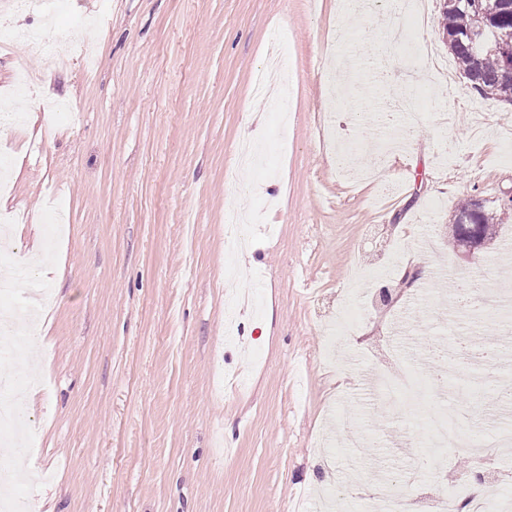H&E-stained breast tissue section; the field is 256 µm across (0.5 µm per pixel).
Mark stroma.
<instances>
[{
  "instance_id": "obj_1",
  "label": "stroma",
  "mask_w": 512,
  "mask_h": 512,
  "mask_svg": "<svg viewBox=\"0 0 512 512\" xmlns=\"http://www.w3.org/2000/svg\"><path fill=\"white\" fill-rule=\"evenodd\" d=\"M427 27L401 43L376 33L400 22L386 5L359 17L336 0H70L47 17L0 10L19 31L42 29L70 49L64 69L25 42L0 50V104L31 118L0 129L7 250L20 268L13 301L49 290L39 332L0 376L21 379L33 453L16 461L29 512H363L350 472H384L406 492L430 491L428 423L447 410L488 438L512 417L489 383L441 385L430 362L408 363L421 389L396 413L370 386L385 364L393 309L408 301L415 349L448 342L438 301L460 278L479 284L458 322L475 347L504 342L487 293L512 263V105L480 99L459 70L445 82L409 74L423 46L450 53L429 0ZM296 65L288 121L263 106L256 82L273 31ZM355 74L326 98L331 55ZM66 111L50 112L49 101ZM360 171L340 175L336 150ZM380 163H373V155ZM480 199L498 239L468 253L449 225ZM264 221L227 233L225 216ZM440 266L438 282H402ZM386 269L382 283L369 274ZM512 492V457L458 468Z\"/></svg>"
}]
</instances>
